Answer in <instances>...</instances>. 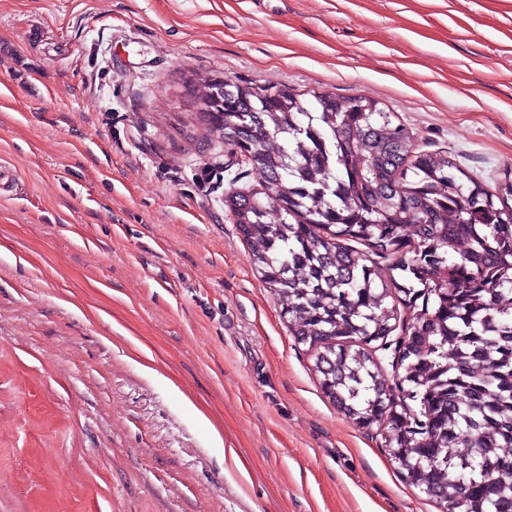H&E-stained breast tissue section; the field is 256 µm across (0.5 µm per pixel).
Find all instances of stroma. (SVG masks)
Returning a JSON list of instances; mask_svg holds the SVG:
<instances>
[{
  "label": "stroma",
  "mask_w": 512,
  "mask_h": 512,
  "mask_svg": "<svg viewBox=\"0 0 512 512\" xmlns=\"http://www.w3.org/2000/svg\"><path fill=\"white\" fill-rule=\"evenodd\" d=\"M208 76L512 174V0H0V512H437L255 271Z\"/></svg>",
  "instance_id": "stroma-1"
}]
</instances>
